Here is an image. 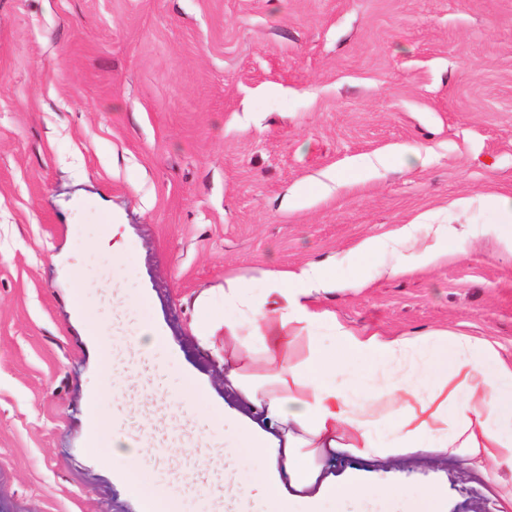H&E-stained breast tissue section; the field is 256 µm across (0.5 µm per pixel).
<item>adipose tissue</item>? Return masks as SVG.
<instances>
[{
  "instance_id": "1",
  "label": "adipose tissue",
  "mask_w": 512,
  "mask_h": 512,
  "mask_svg": "<svg viewBox=\"0 0 512 512\" xmlns=\"http://www.w3.org/2000/svg\"><path fill=\"white\" fill-rule=\"evenodd\" d=\"M438 244L403 257L387 268L390 276L433 264L448 252L466 254L468 237L439 226ZM384 247L370 237L357 248L359 260L349 277L335 266L311 262L299 269L269 271L262 293L244 278L224 281V387L251 412L232 422L223 410L201 412L193 384L167 383L153 354L160 335L136 324L122 283L130 271L124 249L112 250V316L91 334L100 350L102 389L90 405L88 434L92 448L117 473L128 463L146 467L151 455L142 445L121 447L119 436L102 427V405H126L125 388H137L136 412L148 414L155 434L175 431L186 453L215 449L224 463V497L214 512H345L355 498L358 512H444L439 485L372 483L353 477L337 483L328 466L337 456L367 459L404 454L442 459L459 457L482 484L496 512H512V358L485 339L446 330L408 337L364 333L341 324L335 312L317 304L320 294L364 288L371 256ZM307 331L309 354L294 362L284 355L286 329ZM332 333L331 340L320 330ZM262 353L271 371L258 376L248 366ZM417 372L378 385L376 373L408 355ZM400 402L379 426L378 395Z\"/></svg>"
}]
</instances>
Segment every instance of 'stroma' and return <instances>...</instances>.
<instances>
[{"label": "stroma", "instance_id": "35a3bbf8", "mask_svg": "<svg viewBox=\"0 0 512 512\" xmlns=\"http://www.w3.org/2000/svg\"><path fill=\"white\" fill-rule=\"evenodd\" d=\"M329 175L342 185L321 190ZM488 194L512 196V0H0V512H142L88 441L106 224L137 316L231 417L225 279L312 261L345 276L369 237L390 246L368 286L320 298L342 324L512 352V232ZM405 224L418 234L392 244ZM440 224L469 232L467 258L383 275ZM329 471L431 481L447 512H493L459 459Z\"/></svg>", "mask_w": 512, "mask_h": 512}]
</instances>
